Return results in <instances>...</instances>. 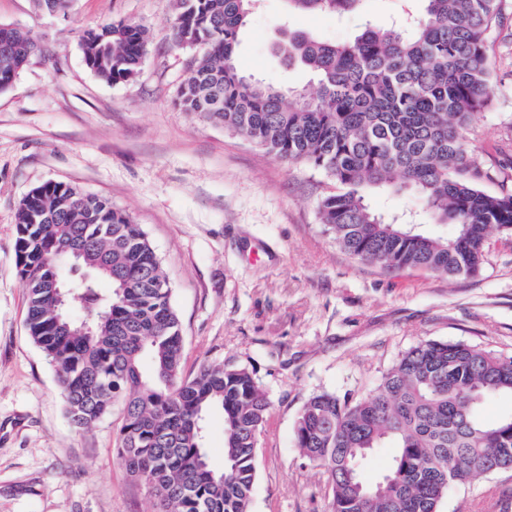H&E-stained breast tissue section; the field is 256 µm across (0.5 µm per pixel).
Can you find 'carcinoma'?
Wrapping results in <instances>:
<instances>
[{
  "mask_svg": "<svg viewBox=\"0 0 512 512\" xmlns=\"http://www.w3.org/2000/svg\"><path fill=\"white\" fill-rule=\"evenodd\" d=\"M256 2L174 0L169 38L193 51L181 107L321 172L334 191L320 202V223L361 261L450 279L478 274L489 231L512 235V191L484 189L505 173L470 144L476 114L494 100L485 43L503 0H419V10H402L385 28L368 21L346 42L290 28L277 52L315 76L312 92L239 72L236 49ZM286 2L290 14L343 17L362 0ZM148 45L147 30L133 22L100 24L80 37L87 67L106 83L133 79ZM38 52L19 29L0 38V91ZM373 192L413 195L422 213L452 226L450 235L422 232L410 214L374 210ZM16 224L28 335L55 368L69 420L90 428L122 401L119 459L155 496L158 512H251L269 399L245 367L217 363L181 375L172 288L141 226L63 182L34 189ZM74 252L82 271L70 278ZM66 280L73 288L60 287ZM501 395L512 396L511 357L428 340L357 400L311 395L294 445L323 471L330 512H440L453 488L512 471V415L477 417ZM214 409L224 417L220 472L208 465L204 439ZM388 443L396 453L371 480L367 463Z\"/></svg>",
  "mask_w": 512,
  "mask_h": 512,
  "instance_id": "cac0c4a2",
  "label": "carcinoma"
}]
</instances>
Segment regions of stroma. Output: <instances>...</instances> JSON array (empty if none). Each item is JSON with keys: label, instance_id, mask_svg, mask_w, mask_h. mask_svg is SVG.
Returning a JSON list of instances; mask_svg holds the SVG:
<instances>
[{"label": "stroma", "instance_id": "35a3bbf8", "mask_svg": "<svg viewBox=\"0 0 512 512\" xmlns=\"http://www.w3.org/2000/svg\"><path fill=\"white\" fill-rule=\"evenodd\" d=\"M366 11L386 26L395 0H368ZM282 14L281 0H259L238 67L313 89V75L285 66L274 49ZM172 15V0H71L64 17L36 0H0V25L40 45L0 92V512L156 510L118 457L121 403L95 427L75 428L53 367L27 335L16 213L48 181L104 198L142 226L181 320L184 377L223 362L248 368L266 392L252 512H328L324 477L293 444L312 393L358 399L427 340L512 355V236L491 233L480 273L457 279L391 274L349 254L319 222L332 189L323 175L181 108L187 54L167 37ZM363 19L300 14L293 24L344 42ZM117 20L144 26L151 39L137 76L111 84L87 67L80 35ZM486 50L495 99L476 115L471 143L481 160H512V0ZM441 512H512V472L451 491Z\"/></svg>", "mask_w": 512, "mask_h": 512}]
</instances>
